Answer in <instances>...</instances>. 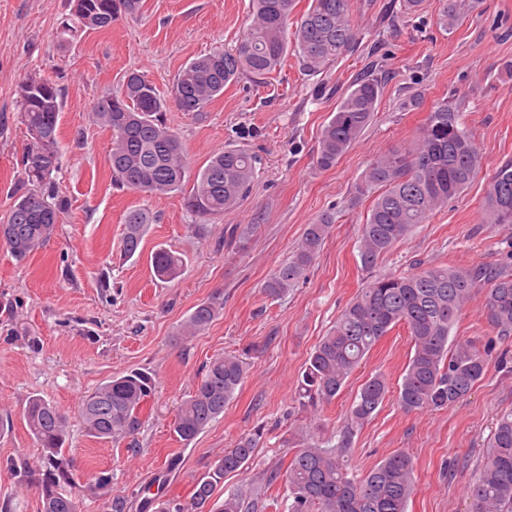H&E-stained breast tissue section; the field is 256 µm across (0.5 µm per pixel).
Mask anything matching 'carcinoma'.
<instances>
[{
	"instance_id": "carcinoma-1",
	"label": "carcinoma",
	"mask_w": 512,
	"mask_h": 512,
	"mask_svg": "<svg viewBox=\"0 0 512 512\" xmlns=\"http://www.w3.org/2000/svg\"><path fill=\"white\" fill-rule=\"evenodd\" d=\"M70 13L60 23V34L75 39L79 33L112 27L114 17L139 12L141 0H70ZM297 0H251V23L231 50L215 47L184 64L171 91L161 94L143 72L126 74L118 93L103 95L92 120L112 132L110 164L114 181L148 196L181 193L190 173L187 154L165 112L174 110L194 119L224 95V87L242 76L266 79L282 69L293 54L302 71L316 75L329 64L353 52L361 31L353 23L351 0H311L310 7L292 19ZM478 0H439V24L451 31L472 13ZM383 73L374 68L341 97L322 128L316 164L322 170L338 160L371 124L382 96ZM18 119L26 143L18 162L14 202L0 229V243L17 261L37 251L55 233L68 210V200L57 182L59 165L58 119L62 107L59 84L34 72L17 86ZM484 156L463 121L461 99L436 102L427 112L416 137L405 149L378 155L347 201L352 208L373 195L362 224L358 255L369 272L419 225L462 195L484 166ZM255 159L245 149L224 147L193 173L185 207L203 221L235 207L249 192ZM489 224H512V160L499 165L482 200ZM153 217L148 209L128 211L120 251L127 258L141 253L142 241ZM336 223V213L325 212L306 225L288 259L264 284V292L278 298L303 279ZM254 225L226 230L237 250L248 247ZM156 277H175L182 257L160 248L152 257ZM486 290L484 313L496 336H512V271L481 266L424 265L409 273H391L367 281L310 352L301 373L298 402L316 410L336 399L351 373L377 343L396 327L407 329L411 352L397 397L407 412L441 410L463 401L484 376L494 341L451 336L475 290ZM223 309L216 295L191 309L179 335L191 339L207 329ZM246 362L235 353L214 357L205 365L200 382L178 405L173 431L184 442L194 440L221 414L247 377ZM390 382L375 374L363 383L350 410L348 423L336 444L313 434L299 439L286 469L263 473L262 484L283 483L288 490V512H407L415 493L414 463L396 452L357 477L343 464L355 433L382 407ZM156 390L153 375L135 369L101 384L81 404L85 430L102 440L132 437L139 415ZM30 434L42 448V465L32 468L12 458L5 466L22 482L40 489L41 512H78L77 497L64 493L75 486L65 439L67 418L53 403L32 397L23 412ZM263 431L238 438L213 470L197 480L191 495L192 512H257L261 492L246 496L229 493L214 498L227 473L242 470L253 456ZM110 479L99 476L82 486L93 498L107 494ZM470 512H512V413L499 418L488 441L484 461L469 483Z\"/></svg>"
}]
</instances>
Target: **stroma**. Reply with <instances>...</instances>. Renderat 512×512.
Instances as JSON below:
<instances>
[{
    "instance_id": "obj_1",
    "label": "stroma",
    "mask_w": 512,
    "mask_h": 512,
    "mask_svg": "<svg viewBox=\"0 0 512 512\" xmlns=\"http://www.w3.org/2000/svg\"><path fill=\"white\" fill-rule=\"evenodd\" d=\"M390 0H352L363 33L356 50L327 72L303 75L296 58L280 74L244 77L224 90L200 120L168 113L192 167L225 146L256 158L248 196L212 218L197 234L195 216L181 195L146 196L118 186L109 163L112 137L91 112L105 93L120 89L125 74L144 72L168 91L180 67L216 46L231 49L242 36L250 0H142L138 14L106 30L59 42L68 0H0V218L12 204L17 160L25 143L17 120L16 89L29 72L64 90L59 118L58 182L70 201L63 224L24 263L0 245V461L22 458L39 465L42 450L22 411L38 395L68 417L67 448L77 484L92 474L111 476L109 494L124 497L127 512L156 495L190 504L196 480L212 471L225 449L255 427L264 436L241 471L225 475L218 494L245 490L261 473L287 467L289 441L318 427L339 432L366 379L380 373L398 382L411 344L404 328L383 337L348 378L342 393L309 416L297 410L305 362L337 315L364 287L357 245L368 205L343 206L376 155L404 147L431 105L463 94L464 120L485 164L460 197L396 245L377 270L407 272L414 263L512 267V224H488L481 202L496 167L512 160V0H479L453 31L437 23V0L394 28L382 18ZM389 73L377 111L361 139L338 161L316 165L319 135L338 98L374 60ZM420 96L421 105L406 101ZM146 208L155 221L140 256L119 253L124 217ZM341 211L304 280L280 298L263 284L281 264L306 224ZM252 224L246 252L226 242L224 230ZM183 259L178 276L155 278L150 256L158 248ZM224 297L220 316L190 341L177 338L191 308ZM243 355L248 377L224 412L192 442L173 431L175 409L201 379L213 357ZM133 369L152 372L156 395L144 406L135 438L104 441L86 434L79 409L86 395ZM512 412V339L498 344L470 395L444 410L405 412L395 396L359 430L345 462L366 473L403 450L414 462L416 491L408 512H470L466 487L480 465L498 418ZM36 484L0 469V512H39Z\"/></svg>"
}]
</instances>
